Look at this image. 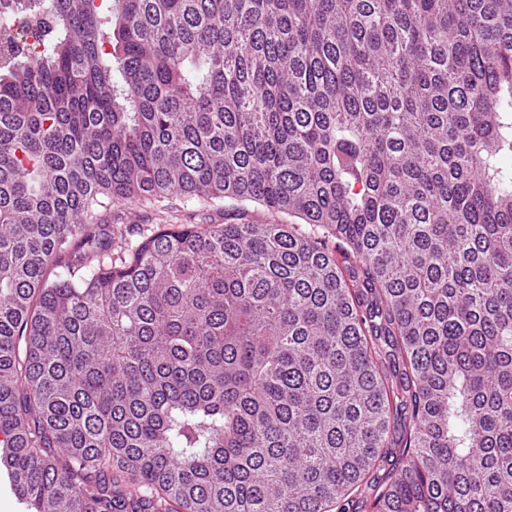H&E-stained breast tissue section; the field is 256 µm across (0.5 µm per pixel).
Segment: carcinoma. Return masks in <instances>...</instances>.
I'll list each match as a JSON object with an SVG mask.
<instances>
[{"label":"carcinoma","instance_id":"obj_1","mask_svg":"<svg viewBox=\"0 0 512 512\" xmlns=\"http://www.w3.org/2000/svg\"><path fill=\"white\" fill-rule=\"evenodd\" d=\"M0 20V464L28 512H350L379 470L368 512H512V0ZM173 194L301 223L134 244L96 216Z\"/></svg>","mask_w":512,"mask_h":512}]
</instances>
